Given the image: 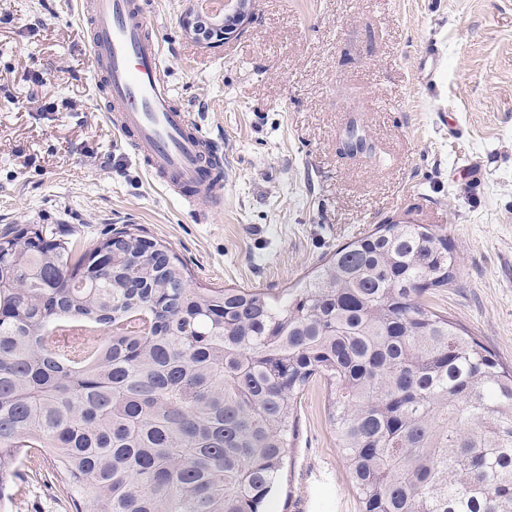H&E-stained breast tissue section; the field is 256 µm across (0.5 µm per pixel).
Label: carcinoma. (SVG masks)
Instances as JSON below:
<instances>
[{"label": "carcinoma", "mask_w": 512, "mask_h": 512, "mask_svg": "<svg viewBox=\"0 0 512 512\" xmlns=\"http://www.w3.org/2000/svg\"><path fill=\"white\" fill-rule=\"evenodd\" d=\"M147 242L0 233V508L48 458L69 512H269L320 379L360 512H512V366L429 302L446 231L380 224L280 290Z\"/></svg>", "instance_id": "cac0c4a2"}]
</instances>
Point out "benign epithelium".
<instances>
[{"instance_id": "obj_1", "label": "benign epithelium", "mask_w": 512, "mask_h": 512, "mask_svg": "<svg viewBox=\"0 0 512 512\" xmlns=\"http://www.w3.org/2000/svg\"><path fill=\"white\" fill-rule=\"evenodd\" d=\"M251 0H225L222 13H187L184 32L212 46L238 37L251 24Z\"/></svg>"}]
</instances>
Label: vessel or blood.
Returning a JSON list of instances; mask_svg holds the SVG:
<instances>
[{"instance_id":"1","label":"vessel or blood","mask_w":512,"mask_h":512,"mask_svg":"<svg viewBox=\"0 0 512 512\" xmlns=\"http://www.w3.org/2000/svg\"><path fill=\"white\" fill-rule=\"evenodd\" d=\"M88 47L101 77L102 111H116L125 147L143 158L166 190L189 187L211 196L200 170L212 155V142L192 113L174 103L161 76L164 51L148 33L138 0H91Z\"/></svg>"}]
</instances>
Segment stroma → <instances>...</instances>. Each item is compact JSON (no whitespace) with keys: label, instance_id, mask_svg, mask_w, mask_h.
Returning <instances> with one entry per match:
<instances>
[{"label":"stroma","instance_id":"stroma-1","mask_svg":"<svg viewBox=\"0 0 512 512\" xmlns=\"http://www.w3.org/2000/svg\"><path fill=\"white\" fill-rule=\"evenodd\" d=\"M142 7L176 106L223 148L222 205L189 210L120 146L96 104L82 0H0L12 18L0 25V231L52 224L87 244L137 224L194 283L293 288L338 246L415 212L460 260L431 305L512 363V0H254L247 33L218 47L183 31L189 0ZM350 120L375 155L340 153ZM471 161L487 164L481 184ZM329 399L324 382L306 391L270 512H359ZM7 512L66 510L38 479Z\"/></svg>","mask_w":512,"mask_h":512}]
</instances>
